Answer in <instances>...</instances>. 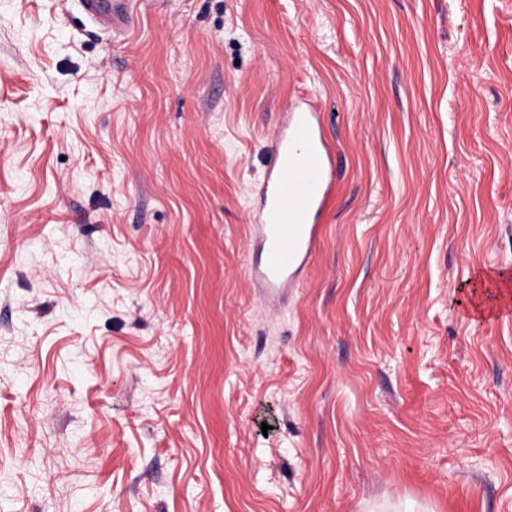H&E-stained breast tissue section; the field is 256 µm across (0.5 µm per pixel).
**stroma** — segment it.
I'll use <instances>...</instances> for the list:
<instances>
[{"label":"stroma","mask_w":512,"mask_h":512,"mask_svg":"<svg viewBox=\"0 0 512 512\" xmlns=\"http://www.w3.org/2000/svg\"><path fill=\"white\" fill-rule=\"evenodd\" d=\"M338 185L249 279L284 111ZM512 0H0V512H512ZM269 433H262V425ZM89 20L104 32L124 31L137 0H79Z\"/></svg>","instance_id":"stroma-1"}]
</instances>
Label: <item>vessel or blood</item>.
Listing matches in <instances>:
<instances>
[{"mask_svg":"<svg viewBox=\"0 0 512 512\" xmlns=\"http://www.w3.org/2000/svg\"><path fill=\"white\" fill-rule=\"evenodd\" d=\"M100 30L116 32L128 23L137 0H79ZM336 189V164L319 114L310 102L286 113L275 134L271 163L260 196V213L250 242L262 261L250 278L264 304L283 301L316 254L318 217Z\"/></svg>","mask_w":512,"mask_h":512,"instance_id":"vessel-or-blood-1","label":"vessel or blood"}]
</instances>
